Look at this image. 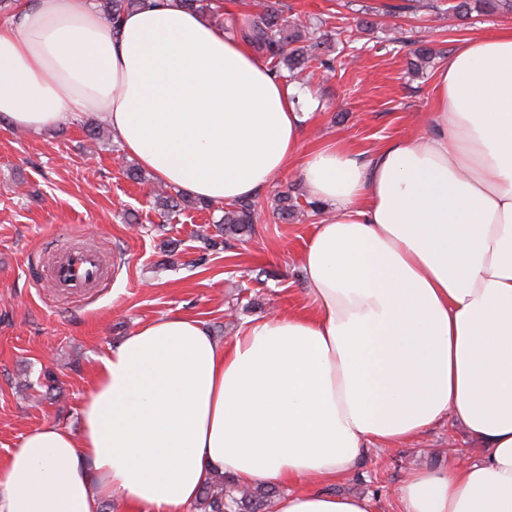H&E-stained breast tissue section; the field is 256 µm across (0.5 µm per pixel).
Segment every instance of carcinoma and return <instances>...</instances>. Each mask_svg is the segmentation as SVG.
Returning <instances> with one entry per match:
<instances>
[{
  "instance_id": "cac0c4a2",
  "label": "carcinoma",
  "mask_w": 512,
  "mask_h": 512,
  "mask_svg": "<svg viewBox=\"0 0 512 512\" xmlns=\"http://www.w3.org/2000/svg\"><path fill=\"white\" fill-rule=\"evenodd\" d=\"M99 12L116 29L124 14L149 6L158 5L157 0H94ZM186 10L207 15L219 21L220 9L215 0H174ZM240 35L255 49L262 52L275 71L280 66L288 70V78L295 79L309 69L335 70L334 62L316 53L320 46L314 30L288 20L285 11L264 2L259 4V12L248 16ZM155 198L165 203L167 213H178L189 205L203 210L209 204L195 200L181 192L172 195L159 191ZM276 215L282 220L294 218L297 204L291 195L283 192L277 196ZM256 221L255 203L249 199L239 201L235 206L224 210L220 219L222 232L231 235H248ZM279 492L271 487L263 493L240 489L232 484L224 488V477L209 480L200 491L196 509L200 512H264L274 503Z\"/></svg>"
}]
</instances>
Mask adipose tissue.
I'll return each mask as SVG.
<instances>
[{"mask_svg": "<svg viewBox=\"0 0 512 512\" xmlns=\"http://www.w3.org/2000/svg\"><path fill=\"white\" fill-rule=\"evenodd\" d=\"M89 117L193 197L249 198L295 163L331 214L303 253L308 310L229 343L181 314L139 324L98 357L78 430L43 424L0 461V512H183L215 473L283 487L275 512H379L330 485L444 420L481 455L412 470L397 512H512V28L461 41L427 129L364 157L303 151L297 88L173 0L116 29L94 0H18L0 125Z\"/></svg>", "mask_w": 512, "mask_h": 512, "instance_id": "ef3b65f1", "label": "adipose tissue"}]
</instances>
